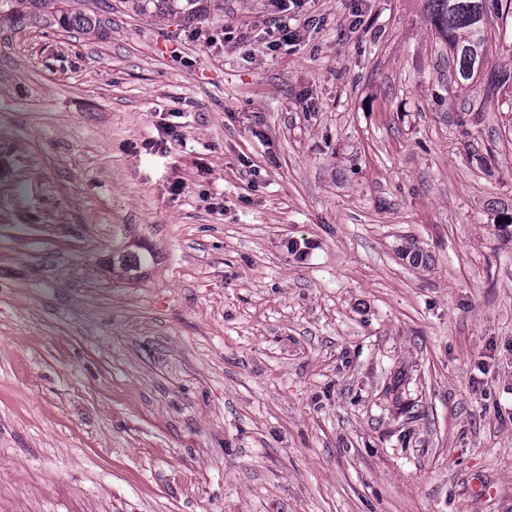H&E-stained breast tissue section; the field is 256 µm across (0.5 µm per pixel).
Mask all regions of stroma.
I'll list each match as a JSON object with an SVG mask.
<instances>
[{"label":"stroma","mask_w":512,"mask_h":512,"mask_svg":"<svg viewBox=\"0 0 512 512\" xmlns=\"http://www.w3.org/2000/svg\"><path fill=\"white\" fill-rule=\"evenodd\" d=\"M110 2L0 25V512H512V17ZM429 19L448 41L453 65L462 81H469L484 63L485 32L489 13L506 16L511 0H427ZM144 252L124 251L123 253L112 256V272L120 271L123 275L137 272L145 267L149 260H153V254L150 250L145 249Z\"/></svg>","instance_id":"1"}]
</instances>
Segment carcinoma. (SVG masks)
<instances>
[{
	"mask_svg": "<svg viewBox=\"0 0 512 512\" xmlns=\"http://www.w3.org/2000/svg\"><path fill=\"white\" fill-rule=\"evenodd\" d=\"M57 2L60 20L79 29L97 23L96 15L73 11L71 0H0V23L22 26L37 19L26 5ZM429 19L435 30L448 41L457 76L468 81L484 63L485 32L489 13L509 11L510 4L502 0H427ZM153 258L151 251H125L112 258V271L127 274L145 267Z\"/></svg>",
	"mask_w": 512,
	"mask_h": 512,
	"instance_id": "obj_1",
	"label": "carcinoma"
}]
</instances>
